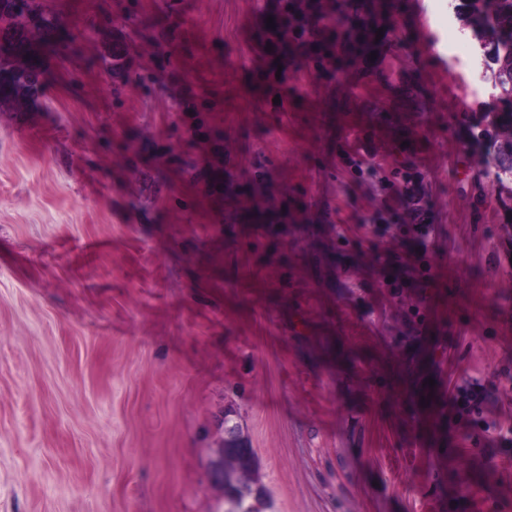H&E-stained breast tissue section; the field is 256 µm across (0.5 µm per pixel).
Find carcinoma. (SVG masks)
I'll list each match as a JSON object with an SVG mask.
<instances>
[{
	"label": "carcinoma",
	"mask_w": 512,
	"mask_h": 512,
	"mask_svg": "<svg viewBox=\"0 0 512 512\" xmlns=\"http://www.w3.org/2000/svg\"><path fill=\"white\" fill-rule=\"evenodd\" d=\"M35 0H20L14 6L4 0L0 10V107L32 99L41 89L40 42L28 28ZM274 27L267 26V17ZM391 0H271L263 11L255 38L267 53L269 70L282 69L296 58L304 59L315 72L335 77L334 63L348 68L366 67L370 54L389 41L392 28ZM469 24L479 41L494 46L498 68L492 73L493 88L506 107L492 113L491 123L512 125V0H469ZM381 38H376V35ZM495 164L512 170V140H494ZM288 209L275 204L256 207L249 219L263 224ZM227 478L247 487L256 481V464L250 458L232 455L226 461Z\"/></svg>",
	"instance_id": "obj_1"
}]
</instances>
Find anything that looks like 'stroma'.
<instances>
[{"label":"stroma","instance_id":"obj_1","mask_svg":"<svg viewBox=\"0 0 512 512\" xmlns=\"http://www.w3.org/2000/svg\"><path fill=\"white\" fill-rule=\"evenodd\" d=\"M36 3L42 91L0 109V512H224L228 422L271 512H512V179L466 0H405L332 82L263 75V0ZM412 170L438 234L402 288ZM484 399L485 394L482 391L458 387L450 394V407L458 418L471 420V416L480 409ZM224 448H234L238 451H245L248 449V444L238 432L237 429L228 428L224 431V437H222L221 442L214 451L213 456L209 462V474L214 482V480L219 483L222 493L224 494V460L226 459V454L224 456ZM224 498L228 500L231 504H235L238 502H244L245 507H255L256 509H261L265 512L270 511V503L265 495H263L259 488L253 486L251 492L247 490L243 491V494H238L236 491L231 490V487H227L226 495L224 494Z\"/></svg>","mask_w":512,"mask_h":512}]
</instances>
